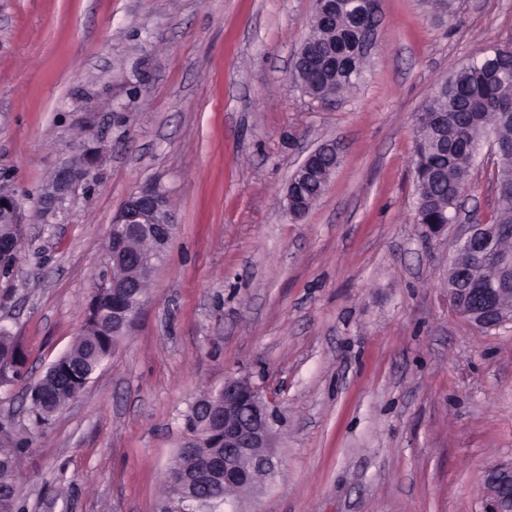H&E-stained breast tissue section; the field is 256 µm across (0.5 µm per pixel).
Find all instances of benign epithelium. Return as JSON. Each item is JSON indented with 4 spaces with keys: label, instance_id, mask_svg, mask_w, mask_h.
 Here are the masks:
<instances>
[{
    "label": "benign epithelium",
    "instance_id": "obj_1",
    "mask_svg": "<svg viewBox=\"0 0 512 512\" xmlns=\"http://www.w3.org/2000/svg\"><path fill=\"white\" fill-rule=\"evenodd\" d=\"M336 146L323 144L309 153L292 174L289 186L300 187L318 170L319 154L333 151ZM97 179L95 158L82 147L78 153L64 160L51 176V181L40 198V213L45 219H54L65 203L78 192H88ZM0 217L5 223H17V208L12 196L0 191ZM116 224H135L141 233L161 252L173 239L176 225L165 198L156 186H143L129 195ZM512 277L501 278L499 288H450L448 301L464 312V317L480 329H498L512 323ZM131 314L112 306L115 323L114 345L129 335L144 308ZM209 419L224 421V428L215 435L213 447L224 449V458L211 461L214 468H224V487H242L249 494L258 493L263 483L259 476L275 471L279 466L276 452L277 410L274 399L266 396L244 378H229L224 386L208 399L198 401ZM484 506L482 512H512V462L485 470L483 479Z\"/></svg>",
    "mask_w": 512,
    "mask_h": 512
}]
</instances>
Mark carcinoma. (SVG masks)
<instances>
[{"mask_svg":"<svg viewBox=\"0 0 512 512\" xmlns=\"http://www.w3.org/2000/svg\"><path fill=\"white\" fill-rule=\"evenodd\" d=\"M354 3L341 0L336 21L311 27L303 40L309 50L336 60V72L316 73L311 77L307 93L320 99L329 94L342 97L355 90L370 63L354 50L357 41L352 16ZM427 112H446L448 121L440 125L414 126V187L418 207L416 224H442L455 213L457 199L469 183L475 153L483 137L491 133L500 143L508 145L498 154L496 182L512 180V42L494 47L471 57L451 70L431 88L423 105ZM494 224L512 225V198H496ZM12 233L15 250L0 253V281L9 279L22 246L20 224H0V233ZM133 252L144 263L155 257L152 244L146 239H128ZM512 253V239L496 234L489 243L491 258L478 263L468 252L456 253L448 264V284L468 277L482 284L495 280L492 256ZM20 353L14 337L0 331V377L15 370ZM112 354V288L101 284L94 295L83 328L73 345L64 354L62 364L72 369L76 381L59 392L46 391L39 378L26 387L29 415L37 428L45 427L53 417L84 388L86 381ZM184 430L197 435L194 455L176 454L162 481L160 512L197 510L190 500L191 484L176 483L171 474L181 471L190 476L197 473L215 452L204 418L191 408L184 414ZM27 441L16 436L7 424L0 423V500L17 488L20 457ZM201 494L224 508V482L211 480L201 487Z\"/></svg>","mask_w":512,"mask_h":512,"instance_id":"cac0c4a2","label":"carcinoma"}]
</instances>
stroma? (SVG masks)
<instances>
[{"instance_id": "35a3bbf8", "label": "stroma", "mask_w": 512, "mask_h": 512, "mask_svg": "<svg viewBox=\"0 0 512 512\" xmlns=\"http://www.w3.org/2000/svg\"><path fill=\"white\" fill-rule=\"evenodd\" d=\"M378 0L361 85L321 102L290 74L312 0H0V188L25 246L0 295L24 353L0 419L29 437L25 512H158L182 416L227 377L277 394L281 464L244 512H480L512 460V324L480 332L448 303L459 232L414 224V115L432 86L512 41V0ZM98 180L56 223L38 202L88 138ZM333 141L341 163L295 221L288 181ZM492 137L470 219L494 215ZM176 223L134 331L51 423L24 382L80 331L113 216L139 187Z\"/></svg>"}]
</instances>
